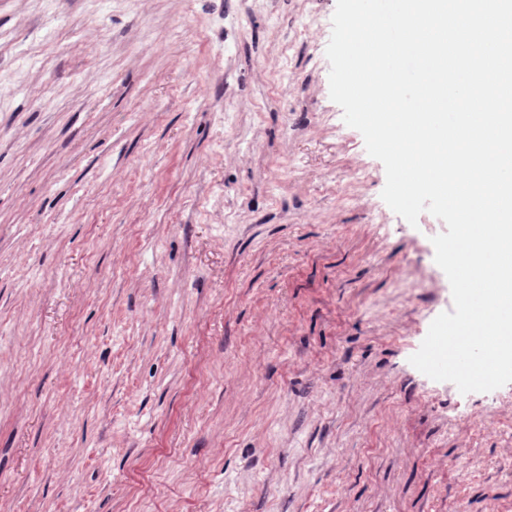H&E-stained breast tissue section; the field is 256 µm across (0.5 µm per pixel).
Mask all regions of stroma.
Masks as SVG:
<instances>
[{
  "label": "stroma",
  "instance_id": "1",
  "mask_svg": "<svg viewBox=\"0 0 512 512\" xmlns=\"http://www.w3.org/2000/svg\"><path fill=\"white\" fill-rule=\"evenodd\" d=\"M336 2L0 0V512H512V383L409 361L446 225L330 98Z\"/></svg>",
  "mask_w": 512,
  "mask_h": 512
}]
</instances>
